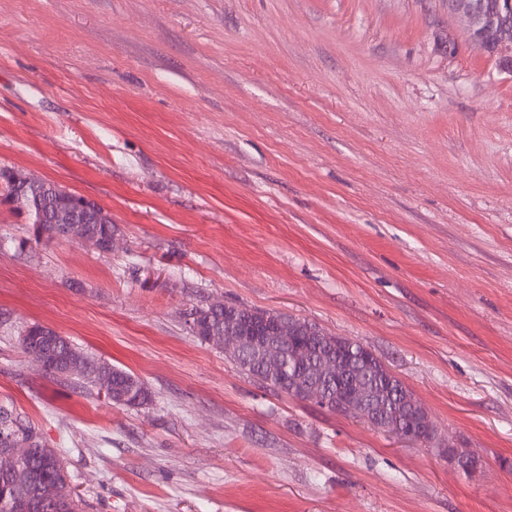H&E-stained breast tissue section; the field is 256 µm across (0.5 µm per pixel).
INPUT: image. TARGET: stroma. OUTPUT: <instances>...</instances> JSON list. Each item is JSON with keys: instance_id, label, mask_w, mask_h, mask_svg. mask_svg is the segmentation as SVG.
Instances as JSON below:
<instances>
[{"instance_id": "obj_1", "label": "stroma", "mask_w": 512, "mask_h": 512, "mask_svg": "<svg viewBox=\"0 0 512 512\" xmlns=\"http://www.w3.org/2000/svg\"><path fill=\"white\" fill-rule=\"evenodd\" d=\"M88 197L111 253L0 201V404L82 512H512V73L447 0H0V168ZM362 341L449 445L267 390L184 313ZM38 323L152 393L22 353Z\"/></svg>"}]
</instances>
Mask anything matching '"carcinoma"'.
Segmentation results:
<instances>
[{"label":"carcinoma","instance_id":"carcinoma-1","mask_svg":"<svg viewBox=\"0 0 512 512\" xmlns=\"http://www.w3.org/2000/svg\"><path fill=\"white\" fill-rule=\"evenodd\" d=\"M0 186L4 189L6 200L23 193L39 201L44 223L34 225L35 237L53 240L50 232L60 230L58 219L67 212L68 207V201L57 192V184L47 180L38 185H28L22 180L20 171L1 168ZM72 218L79 222V230L87 243L100 252L111 251L115 226L109 212L88 199L86 205ZM252 311V307L215 302L191 309L188 317L196 325L192 334L206 343L210 336L224 335L231 324L248 320ZM274 315L281 322L296 327L297 343L288 346V360L284 366L294 368V354L298 349L308 346L311 347L309 359H317L323 344L320 341L310 342V337L327 336L329 332L307 319L280 311L274 312ZM20 336L23 352L43 359L44 371L50 375L66 374L67 360L73 357L89 369L85 377L91 383L100 388L107 387L112 393V403L142 406L151 401V392L133 373L94 360L68 338L50 328L38 324L27 325ZM340 353L349 362L346 382L322 381L321 407L329 408L342 396L347 385L353 384L362 389L369 400L382 405V413L396 416L401 420V425H406L409 416L398 406L399 388L404 386V382L396 379L394 383H389L379 366L365 359V356L373 358L375 354L359 340L345 339ZM235 365L262 387L276 391L280 370L271 369L262 357L250 351L242 354ZM16 443L28 448L26 455H12L10 448ZM46 483L57 486L56 497L43 498L41 489ZM0 512H80L79 500L69 486V474L60 453L46 445L35 425L26 416L14 407L3 404L0 405Z\"/></svg>","mask_w":512,"mask_h":512}]
</instances>
